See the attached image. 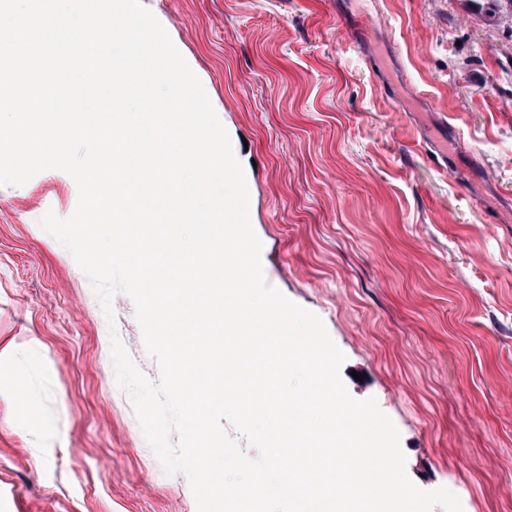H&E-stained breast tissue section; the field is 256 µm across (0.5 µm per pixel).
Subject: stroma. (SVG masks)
I'll return each mask as SVG.
<instances>
[{
    "instance_id": "obj_1",
    "label": "stroma",
    "mask_w": 512,
    "mask_h": 512,
    "mask_svg": "<svg viewBox=\"0 0 512 512\" xmlns=\"http://www.w3.org/2000/svg\"><path fill=\"white\" fill-rule=\"evenodd\" d=\"M201 81L251 186L266 281L316 314L408 477L512 512V9L479 0H143ZM389 34L360 33L362 11ZM74 180L0 184V512H197L116 382L106 319L38 224Z\"/></svg>"
}]
</instances>
